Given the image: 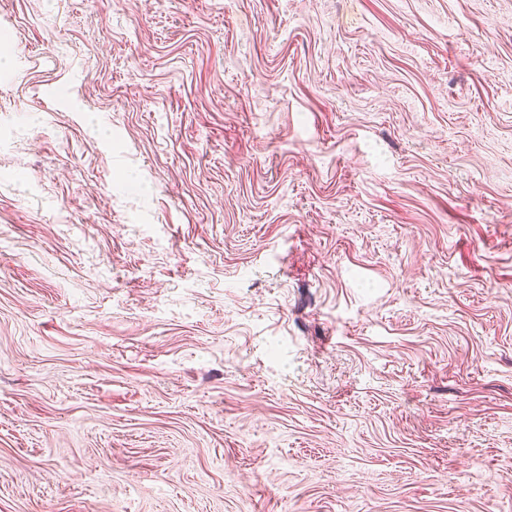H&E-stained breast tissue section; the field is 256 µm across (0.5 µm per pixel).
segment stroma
Wrapping results in <instances>:
<instances>
[{
	"label": "stroma",
	"instance_id": "obj_1",
	"mask_svg": "<svg viewBox=\"0 0 512 512\" xmlns=\"http://www.w3.org/2000/svg\"><path fill=\"white\" fill-rule=\"evenodd\" d=\"M0 512H512V0H0Z\"/></svg>",
	"mask_w": 512,
	"mask_h": 512
}]
</instances>
